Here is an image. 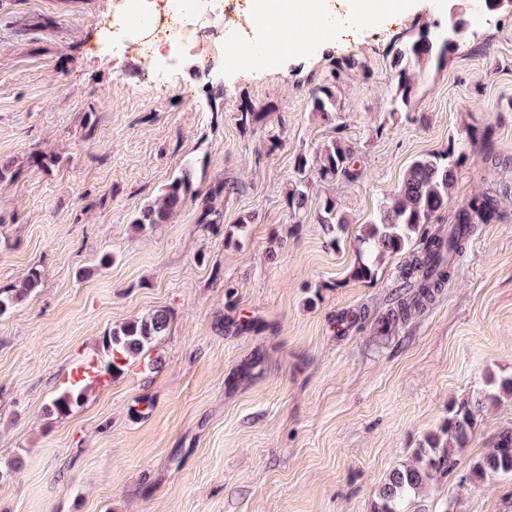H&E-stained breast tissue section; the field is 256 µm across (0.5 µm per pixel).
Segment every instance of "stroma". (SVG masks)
I'll return each mask as SVG.
<instances>
[{"instance_id": "obj_1", "label": "stroma", "mask_w": 512, "mask_h": 512, "mask_svg": "<svg viewBox=\"0 0 512 512\" xmlns=\"http://www.w3.org/2000/svg\"><path fill=\"white\" fill-rule=\"evenodd\" d=\"M120 2L0 0V157L16 170L0 182V285L44 274L0 316V512H372L386 476L454 402L512 376V13L477 26L422 75L410 115L394 116L393 45L447 26L449 7L472 13V0H411L362 23L332 0V31L302 30L292 55H239V39L265 40L249 29L203 47L207 73L189 55L173 78L142 46L113 47ZM345 59L357 66L342 73L343 110L327 124L309 91ZM246 98L270 111L244 130ZM465 129L473 141L448 206L497 190L503 219L479 226L431 304L382 327L405 257L355 278L356 237L418 156ZM336 135L358 149L362 176L313 182L295 223L294 159ZM273 136L282 145L270 152ZM38 151L58 164L31 165ZM189 161L197 189L241 183L223 225L201 231L190 203L172 223L133 225ZM328 194L350 219L335 237L315 217ZM247 214L238 244H225ZM159 309L170 322L149 361L69 416L47 414L75 362ZM509 427L512 397L485 402L456 472L405 512H512V476L461 480Z\"/></svg>"}]
</instances>
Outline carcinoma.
<instances>
[{
    "label": "carcinoma",
    "instance_id": "carcinoma-1",
    "mask_svg": "<svg viewBox=\"0 0 512 512\" xmlns=\"http://www.w3.org/2000/svg\"><path fill=\"white\" fill-rule=\"evenodd\" d=\"M458 21L461 28L455 31L447 29L432 33L429 28H422L416 38L402 41L394 49L389 63L395 83L391 114L411 107L418 75L433 65L443 66L452 54L466 46L474 26L483 21V17L460 15ZM356 66L357 63L350 60L333 62L329 77L311 89V112L330 122L342 111L339 78ZM264 111L272 112L274 108H258L249 100L243 101L237 114L239 126L246 128L257 122ZM465 150L466 139L460 133L448 142V149L416 158L406 169L400 185L382 202L376 215L357 237L358 257L353 275L358 278H372L377 262L386 254L407 255L402 278L409 290L392 309L393 322L424 310L450 279L454 262L465 250L476 225L489 224L500 215L497 192L486 191L471 196L457 207L450 216L448 228L421 232L424 225L439 221L440 213L447 208ZM313 173L327 183L356 181L361 174L357 149L344 138L334 136L320 143L311 155L297 154L286 197L290 215L298 224L307 216L310 175ZM194 175V165L183 167L134 215L132 223L141 228L169 224L189 200L196 205L199 226L208 229L212 224L224 223V205L220 201L238 193L239 185L221 179L202 192L194 189ZM316 220L330 234L345 231L349 224L346 213L330 195L319 202ZM42 281V271L33 267L22 286H0V316L26 302ZM168 324V313L157 310L113 328L103 337L107 358L95 361L96 371L112 376L122 373L126 363L154 348L165 335ZM502 393L512 396V378L501 380L495 393L453 404L440 434L428 436L416 450L414 461L393 470L384 480L373 512H404L409 497L456 470V449L465 447L483 401H495ZM84 401L80 388L72 384L57 393L48 412L68 416ZM498 475H512V428L504 429L493 448L470 464L462 480L479 486Z\"/></svg>",
    "mask_w": 512,
    "mask_h": 512
}]
</instances>
